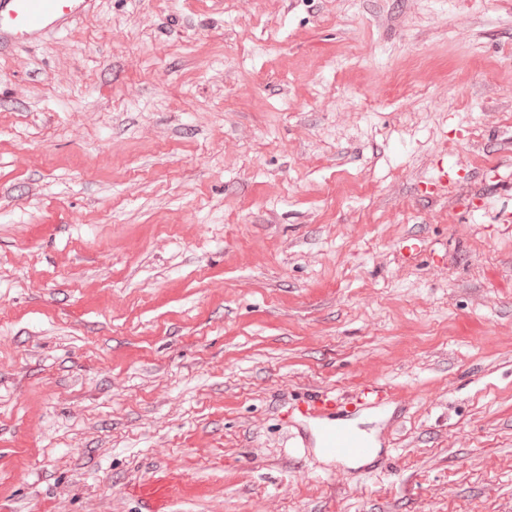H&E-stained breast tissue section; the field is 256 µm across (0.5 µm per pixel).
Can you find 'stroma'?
I'll return each mask as SVG.
<instances>
[{"instance_id": "1", "label": "stroma", "mask_w": 512, "mask_h": 512, "mask_svg": "<svg viewBox=\"0 0 512 512\" xmlns=\"http://www.w3.org/2000/svg\"><path fill=\"white\" fill-rule=\"evenodd\" d=\"M495 168L424 201L440 157ZM512 0H95L0 48V512H512ZM396 387L390 467L292 453ZM395 396L393 387H389L378 381H372L364 386L353 399L366 408L381 409Z\"/></svg>"}]
</instances>
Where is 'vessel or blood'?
Masks as SVG:
<instances>
[{
	"label": "vessel or blood",
	"instance_id": "1",
	"mask_svg": "<svg viewBox=\"0 0 512 512\" xmlns=\"http://www.w3.org/2000/svg\"><path fill=\"white\" fill-rule=\"evenodd\" d=\"M92 4L93 0H0V45L33 43L47 33L66 31ZM461 172L460 164L438 161L422 196L432 200L447 194L459 181ZM394 396L392 387L373 381L356 394L355 400L365 407L379 409ZM340 406L339 397L331 391L321 390L307 396L304 416L313 424L319 448L323 454L338 458L369 456L374 439L345 423L338 413Z\"/></svg>",
	"mask_w": 512,
	"mask_h": 512
}]
</instances>
